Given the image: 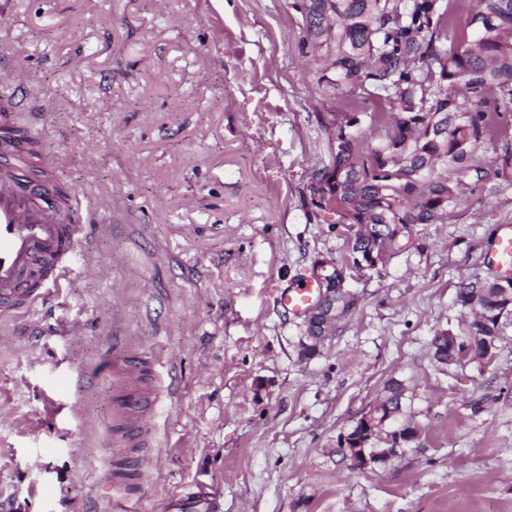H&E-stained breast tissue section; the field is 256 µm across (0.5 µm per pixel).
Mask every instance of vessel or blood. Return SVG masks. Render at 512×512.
Returning <instances> with one entry per match:
<instances>
[{"label": "vessel or blood", "instance_id": "obj_1", "mask_svg": "<svg viewBox=\"0 0 512 512\" xmlns=\"http://www.w3.org/2000/svg\"><path fill=\"white\" fill-rule=\"evenodd\" d=\"M37 136L32 129L11 126L0 116V316L32 313L45 303L52 287L66 281L70 261L85 246L87 227L74 223L75 195L59 194L55 181L42 172L29 151ZM499 271L512 273V225H502L494 241ZM319 289L311 283L284 289L281 305L296 315L316 303ZM115 368L113 421L116 436L138 441L137 426L145 417L142 385L149 369L139 354L124 356ZM210 498L194 492L170 497L163 512H212Z\"/></svg>", "mask_w": 512, "mask_h": 512}]
</instances>
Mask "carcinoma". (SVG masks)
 I'll list each match as a JSON object with an SVG mask.
<instances>
[{
    "label": "carcinoma",
    "mask_w": 512,
    "mask_h": 512,
    "mask_svg": "<svg viewBox=\"0 0 512 512\" xmlns=\"http://www.w3.org/2000/svg\"><path fill=\"white\" fill-rule=\"evenodd\" d=\"M306 37L331 59L320 85L361 105L324 125L329 163L314 169L310 204L354 231L351 261L333 262L336 308L345 317L355 294L346 270L375 269L415 224H436L458 198L478 187L484 171L470 155L512 112V0H470L467 27L444 0H293ZM377 130L364 151V126ZM498 176L512 180V148L495 157ZM451 175H445V172ZM499 278L463 281L456 302L459 330L438 329L430 348L441 366L482 363L498 350L500 320L512 312ZM406 385L392 378L344 436L348 448L376 450L374 440L418 435L403 419Z\"/></svg>",
    "instance_id": "carcinoma-1"
}]
</instances>
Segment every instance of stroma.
<instances>
[{
	"instance_id": "1",
	"label": "stroma",
	"mask_w": 512,
	"mask_h": 512,
	"mask_svg": "<svg viewBox=\"0 0 512 512\" xmlns=\"http://www.w3.org/2000/svg\"><path fill=\"white\" fill-rule=\"evenodd\" d=\"M292 0H0V85L24 111L91 243L32 314L0 320V512H162L203 491L219 512H512V314L489 363L439 367L461 280L497 275L512 120L471 158L482 186L417 224L383 264L352 271L355 308L320 353L277 302L353 233L316 215L328 163L324 49ZM158 362L142 448L113 446L112 345ZM418 439L351 470L339 440L389 379Z\"/></svg>"
}]
</instances>
